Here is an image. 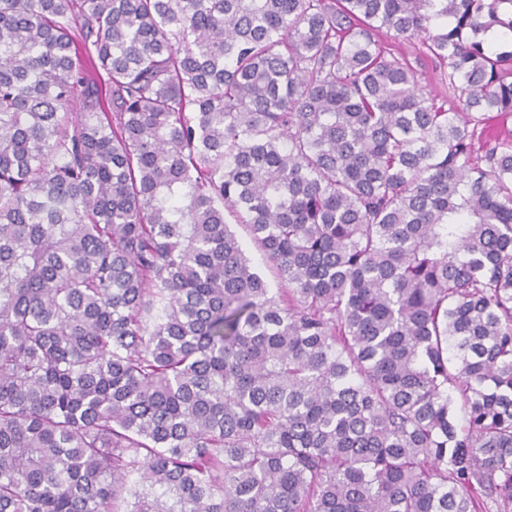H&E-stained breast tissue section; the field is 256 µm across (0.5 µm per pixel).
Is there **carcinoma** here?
<instances>
[{
	"instance_id": "carcinoma-1",
	"label": "carcinoma",
	"mask_w": 512,
	"mask_h": 512,
	"mask_svg": "<svg viewBox=\"0 0 512 512\" xmlns=\"http://www.w3.org/2000/svg\"><path fill=\"white\" fill-rule=\"evenodd\" d=\"M492 27L512 0H0V512H509ZM230 222H232L231 228L234 230L237 234V236L242 240L244 244H246L247 249L250 253V256L253 260V263L257 270L263 275L267 283L269 284V287L273 289V292L277 291V288H280L277 282V279H275L274 275L268 270V268L265 266V263L262 259V255L260 252H258L256 249L253 248L248 233L246 231V228L244 226L239 224H234L233 220L230 219Z\"/></svg>"
}]
</instances>
